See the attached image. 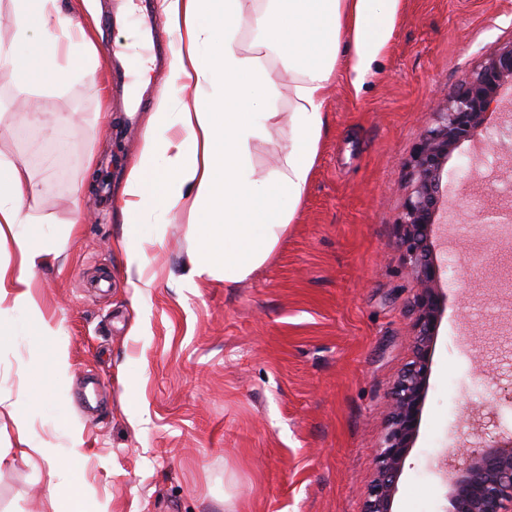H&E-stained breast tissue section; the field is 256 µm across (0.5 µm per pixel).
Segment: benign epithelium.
<instances>
[{"label":"benign epithelium","mask_w":512,"mask_h":512,"mask_svg":"<svg viewBox=\"0 0 512 512\" xmlns=\"http://www.w3.org/2000/svg\"><path fill=\"white\" fill-rule=\"evenodd\" d=\"M512 86V43L488 55L444 105L428 113L411 159L414 178L398 219V246L418 284L411 312L416 354L391 389L389 429L376 454V478L365 512H392L403 465L416 439L430 378L431 351L442 315V269L432 244L445 211L441 188L453 152L486 124L491 106ZM449 512H512V436L468 448L455 469Z\"/></svg>","instance_id":"obj_1"}]
</instances>
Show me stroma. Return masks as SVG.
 <instances>
[{
    "mask_svg": "<svg viewBox=\"0 0 512 512\" xmlns=\"http://www.w3.org/2000/svg\"><path fill=\"white\" fill-rule=\"evenodd\" d=\"M94 45L85 71L23 86L0 68V156L39 188L25 232L48 250L33 271L40 315L0 313V512H54L48 466L21 438L73 449L83 512H364L390 391L415 355L416 291L398 218L423 109L512 43V0H402L361 87L334 79L312 178L288 235L250 277H189L191 214L142 219L132 285L115 207L141 157L171 71L142 53L139 18L108 28L112 0H60ZM148 65L112 91L103 55ZM142 104L133 125L123 108ZM492 115L453 153L442 184L455 217L432 237L445 308L420 428L393 512H445L443 465L459 446L512 434V294L493 292L498 256L477 225L496 197L480 175ZM70 374L32 405L56 343Z\"/></svg>",
    "mask_w": 512,
    "mask_h": 512,
    "instance_id": "35a3bbf8",
    "label": "stroma"
}]
</instances>
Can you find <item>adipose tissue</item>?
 <instances>
[{
	"mask_svg": "<svg viewBox=\"0 0 512 512\" xmlns=\"http://www.w3.org/2000/svg\"><path fill=\"white\" fill-rule=\"evenodd\" d=\"M17 38L30 41L28 53L0 43V67L20 83L62 79L81 65H60L62 44L74 32L72 17L57 0H14ZM255 13L242 0H164L166 29L186 37L187 56L177 57L173 72L181 89L195 76H210L218 95L182 101L170 112V93H163L152 115L139 162L118 203L125 224L137 231L146 215L177 212L191 199L194 219L190 278L223 276L240 282L264 265L288 233L309 185L324 124L325 94L338 72L360 85L386 48L400 12L401 0H256ZM259 34L258 52L247 55L237 33ZM352 50L341 54L342 43ZM280 60L292 82L288 116L268 105L276 83L272 60ZM288 123V142L278 167L257 177L253 144L279 120ZM180 128L184 139L173 143L169 132ZM38 188L24 160L0 157V243L13 241L18 267L0 261V303L34 314L30 270L42 251L18 227L30 223L23 212ZM27 460L49 467L47 492L55 512H80L77 484L60 480L67 457L48 444L21 449Z\"/></svg>",
	"mask_w": 512,
	"mask_h": 512,
	"instance_id": "ef3b65f1",
	"label": "adipose tissue"
}]
</instances>
